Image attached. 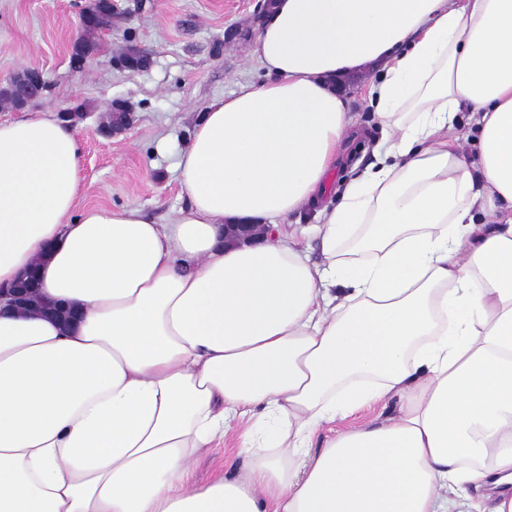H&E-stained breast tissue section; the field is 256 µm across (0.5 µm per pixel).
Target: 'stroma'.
Instances as JSON below:
<instances>
[{"label": "stroma", "instance_id": "35a3bbf8", "mask_svg": "<svg viewBox=\"0 0 512 512\" xmlns=\"http://www.w3.org/2000/svg\"><path fill=\"white\" fill-rule=\"evenodd\" d=\"M122 20L105 45V56L81 73L69 64V48L81 32L83 0H0V87L15 71L39 68L48 88L31 104L34 112L58 116L78 103L86 117L72 130L81 152L79 207L135 204L157 223H169L187 203L176 163L190 131L210 102L238 83L256 81L250 60L262 0H117ZM133 50L150 56L142 71L113 67L110 55ZM366 77L350 81L349 110L356 135L347 141L345 162L330 188L342 191L373 159L382 133L367 98ZM121 101L134 112L122 134H98L100 115ZM397 402L374 404L346 420L324 426L312 447L336 432L396 416ZM241 432L232 426L223 444L204 449L193 461L204 485L234 460Z\"/></svg>", "mask_w": 512, "mask_h": 512}]
</instances>
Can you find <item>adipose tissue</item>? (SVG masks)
I'll use <instances>...</instances> for the list:
<instances>
[{"label": "adipose tissue", "mask_w": 512, "mask_h": 512, "mask_svg": "<svg viewBox=\"0 0 512 512\" xmlns=\"http://www.w3.org/2000/svg\"><path fill=\"white\" fill-rule=\"evenodd\" d=\"M250 54L167 224L77 210L73 132L0 122V286L36 263L79 312L0 304V512H512V0H273ZM361 72L386 145L328 200ZM306 206L318 264L283 226ZM235 419L241 467L198 485ZM398 414V404L396 399L391 400L386 405L383 403L374 404L366 407L354 415L350 416L346 420L336 422L324 426L315 435L311 452H317L322 448L330 437H332L337 431L346 430L355 426H359L368 422L382 421L388 418H392Z\"/></svg>", "instance_id": "obj_1"}]
</instances>
